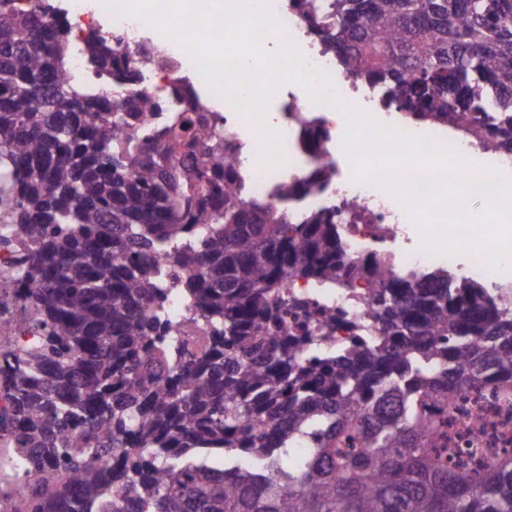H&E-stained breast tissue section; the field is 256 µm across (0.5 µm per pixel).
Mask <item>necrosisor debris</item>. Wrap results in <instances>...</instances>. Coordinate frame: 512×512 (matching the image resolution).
<instances>
[{"instance_id": "obj_1", "label": "necrosis or debris", "mask_w": 512, "mask_h": 512, "mask_svg": "<svg viewBox=\"0 0 512 512\" xmlns=\"http://www.w3.org/2000/svg\"><path fill=\"white\" fill-rule=\"evenodd\" d=\"M283 28L263 32L262 47L291 43L315 68L328 71L329 80L315 81L322 101L311 99L299 84L282 85L273 97L275 117L267 129L241 116L232 106L209 113L227 151L234 154L239 176L248 184L249 198L272 199L278 184L307 177L320 166L334 169L338 183L307 195L299 201L295 214L332 210L341 224L344 246L348 254L375 252L394 271H424L433 267H453V254L435 255L423 245L393 249L402 225L412 223L413 216L405 202L373 184L353 181L356 155L348 152L343 135L348 125L366 129L373 124H390L392 113L370 89L359 85L340 71L335 56L324 51L303 18L289 0H268ZM152 21L122 16L112 21L111 33L120 40L127 54L123 69L138 72L139 91L160 102V109L148 116L146 124L152 133H160L176 120L187 106L188 93L180 84L181 71L190 55L175 41L156 34L145 36ZM311 121L322 131L320 151L306 149L302 141L304 122ZM407 136H427L435 146L456 147L461 159L457 176L472 179L493 170L503 178L512 177V154L486 157L482 144L464 129L450 124L400 125ZM15 268L14 252L0 249V337L13 336L19 341H32L36 328L19 323L20 304L14 299L8 279ZM293 292L310 301L311 308L297 312L298 321L315 324L320 313L342 312L345 319L357 322L363 318L369 285L361 281L351 287L323 288L303 280L295 281ZM448 420L464 441L485 448H505L512 451V405L500 406L497 394L471 395L458 399L448 413Z\"/></svg>"}]
</instances>
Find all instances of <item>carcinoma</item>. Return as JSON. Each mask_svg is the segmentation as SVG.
<instances>
[{"mask_svg":"<svg viewBox=\"0 0 512 512\" xmlns=\"http://www.w3.org/2000/svg\"><path fill=\"white\" fill-rule=\"evenodd\" d=\"M291 2L387 106L512 152V0ZM46 11L0 0V222L26 240L10 278L39 329L0 342L15 512H512V455L473 458L448 422L459 395L512 393V283L347 259L335 212L288 211L327 167L278 185L277 207H239L212 125L140 136L159 103L118 71L119 45L84 39L88 69L115 81L103 92ZM199 151L209 162L166 165ZM296 279L371 281L373 324H288ZM174 288L204 322L197 340L166 318Z\"/></svg>","mask_w":512,"mask_h":512,"instance_id":"cac0c4a2","label":"carcinoma"}]
</instances>
